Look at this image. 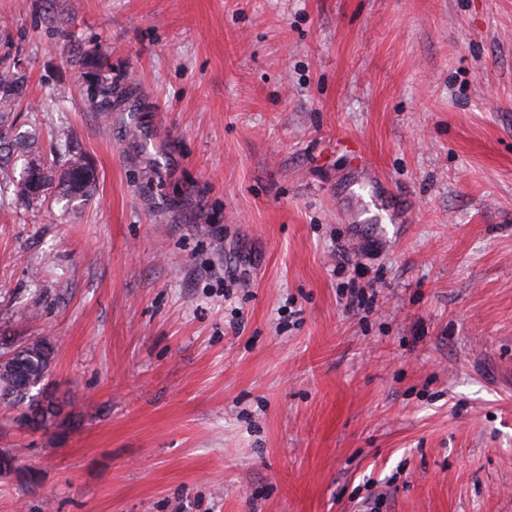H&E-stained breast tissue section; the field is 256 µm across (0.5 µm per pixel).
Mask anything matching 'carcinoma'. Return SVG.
I'll use <instances>...</instances> for the list:
<instances>
[{
    "instance_id": "obj_1",
    "label": "carcinoma",
    "mask_w": 512,
    "mask_h": 512,
    "mask_svg": "<svg viewBox=\"0 0 512 512\" xmlns=\"http://www.w3.org/2000/svg\"><path fill=\"white\" fill-rule=\"evenodd\" d=\"M18 86L15 78L7 71L0 73V100L5 102L16 97ZM44 167L40 160L31 159L25 174L17 184V192L29 203H39L45 199L46 192L33 193L28 187V179L33 167ZM65 169L73 175V183L64 186H52L50 178H45L47 189L61 199L88 198L96 190V178L93 168L80 154L70 156ZM54 356L53 345L45 338L17 343L13 338L0 333V403L21 404L23 412L17 417L19 425L29 429L43 427L50 414L42 400L30 395L31 390L40 385L49 375Z\"/></svg>"
}]
</instances>
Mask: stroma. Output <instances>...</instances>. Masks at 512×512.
I'll use <instances>...</instances> for the list:
<instances>
[{"label":"stroma","mask_w":512,"mask_h":512,"mask_svg":"<svg viewBox=\"0 0 512 512\" xmlns=\"http://www.w3.org/2000/svg\"><path fill=\"white\" fill-rule=\"evenodd\" d=\"M65 31H58V17ZM0 512H512V0H0ZM65 170L72 173L73 183L55 186L54 193L60 198H88L96 190V178L93 168L80 154L71 155L65 162ZM35 166L41 167L43 169V171L45 172V169H46L45 165L43 163H41V161L39 159L33 158L28 162L26 171L24 172L25 174L23 175L22 179L17 184L16 191L20 194V196L23 199H25L28 202V204L42 202L45 199V195L48 192V190L53 188L52 181L46 175V172H45V181L44 182L47 186L46 189H44L41 193H33L30 191L27 181L30 177L32 168ZM54 356L53 345L45 338L17 343L0 333V403L21 404L19 425L40 429L51 414L42 400L30 395L49 375Z\"/></svg>","instance_id":"obj_1"}]
</instances>
